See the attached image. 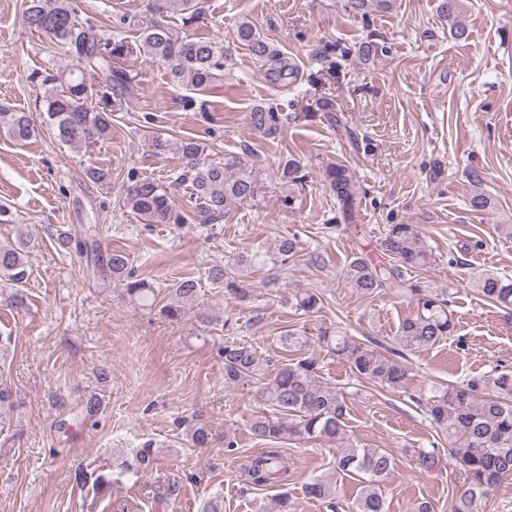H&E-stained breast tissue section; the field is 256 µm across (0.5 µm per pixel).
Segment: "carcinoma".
Listing matches in <instances>:
<instances>
[{"mask_svg": "<svg viewBox=\"0 0 512 512\" xmlns=\"http://www.w3.org/2000/svg\"><path fill=\"white\" fill-rule=\"evenodd\" d=\"M396 0H351V6L363 15L387 13ZM438 10L452 23L458 40L467 37L459 17L466 10L464 0H439ZM152 11L179 13L183 23L192 25L202 14L199 0H153ZM24 21L29 29L44 34L57 45L77 54L82 68L55 72L34 69L30 78L44 89L45 123L56 136L74 146H89L106 138L112 127V112L117 106L114 93L127 88V72L116 66L124 56L139 50L144 57L162 66L171 83L196 92H209L224 81L227 57L224 44L201 37L187 38L155 18L137 21L139 40L132 45L124 40L104 41L94 28L78 19L74 0H28ZM237 41L246 47L255 63L265 64L280 56L273 44L263 39L252 23L242 21L236 28ZM97 76V82L86 73ZM250 127L266 137L281 132L288 115L272 106H257L247 115ZM0 123L18 141L33 132L28 112L0 109ZM186 159V169L172 173L162 181L127 173L120 202L122 208L148 224H185L188 218L176 212L170 203V189L183 182L191 184L197 216L203 224L224 218L233 204L251 199L257 192V176L235 158L209 160L205 146L186 138L177 146ZM327 188L347 217L357 209L358 192L354 172L345 165H331L323 171ZM282 178L302 185L307 175L294 160L285 163ZM75 238L66 232L58 235L59 248L86 255L88 270L94 279L109 281L127 295L149 307L160 306L170 320H178L187 306L199 299L202 284L193 278L175 280L169 287L156 289L138 277L129 256L121 249L106 253L99 250L95 234ZM382 253L394 260L385 263L363 254L346 266V283L363 295L393 291L405 295L414 305L411 316L399 328L395 343L413 350L430 348L453 333L454 324L448 293L419 283H406L397 268H420L429 264L431 253L415 224H389L380 241ZM29 242L0 241V280L14 288L30 276L25 253ZM301 253L298 239L282 236L270 246L259 244L233 257L232 262L213 265L205 271L207 280L231 298L246 303L252 299L247 272L271 266L288 272ZM478 295L502 308L512 310V280L504 276L481 274L474 280ZM321 299L312 292L295 294V308L305 313L320 309ZM330 355L346 361L358 384L408 395L434 423L448 441V455L465 475L464 489L452 498L450 512H480V506L496 494L498 485L512 478V371L496 365L473 376L461 385H432L415 393L408 391L410 368L396 359L398 349L381 344L369 349L339 330H325L318 337ZM283 357L275 360L237 339H227L219 355L224 361V383L249 386L254 413L249 423L252 434L269 447L250 456L243 464L248 481L257 486L288 481L291 465L278 448L283 441H339L336 462L330 472L314 476L306 492L316 499L334 495L338 478L353 474L362 487L350 512H386L383 485L395 468V458L382 448H359L346 432L351 400L361 392H347L319 380L320 362L310 353L308 338L288 333L279 339ZM188 441L196 448L210 444L209 427L196 421L188 428ZM441 450L422 451L418 464L431 472L441 464ZM154 449L136 450L133 459L124 461L123 472L138 475L153 468Z\"/></svg>", "mask_w": 512, "mask_h": 512, "instance_id": "1", "label": "carcinoma"}]
</instances>
